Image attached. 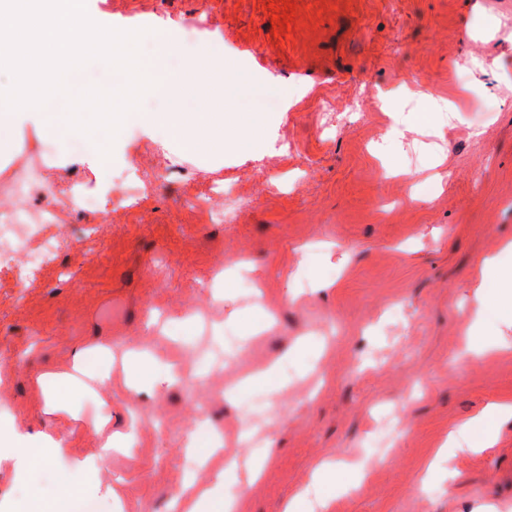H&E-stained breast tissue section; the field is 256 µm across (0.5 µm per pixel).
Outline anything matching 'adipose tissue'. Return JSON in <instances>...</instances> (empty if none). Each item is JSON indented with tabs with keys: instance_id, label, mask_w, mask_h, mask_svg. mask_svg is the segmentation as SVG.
Listing matches in <instances>:
<instances>
[{
	"instance_id": "1",
	"label": "adipose tissue",
	"mask_w": 512,
	"mask_h": 512,
	"mask_svg": "<svg viewBox=\"0 0 512 512\" xmlns=\"http://www.w3.org/2000/svg\"><path fill=\"white\" fill-rule=\"evenodd\" d=\"M481 280H494L499 289L492 304H480V320L471 328L470 355L478 356L493 350L499 339L485 333L486 316L512 317V266H503L497 258L484 260L480 267ZM109 352L101 346L89 345L75 350L73 371L58 374L45 371L39 381L43 387L45 401L49 408H61L76 387V374L91 369L90 361L95 357H108ZM124 381L130 389H157L161 385L175 384L176 378L166 363L142 353L128 354L123 360ZM512 418V404L490 403L482 412L454 426L448 433L434 458L430 461L426 479H433L441 471L444 460L461 452H476L491 447L496 437V426L500 419ZM481 429L480 441H473L474 429ZM92 433L96 439L95 453L84 454L78 449L67 447L64 438L42 430H33L16 421L0 424V462L11 463L24 475H31L41 467L53 464L58 458H65L67 468L61 480L70 495L83 493L101 495L104 501H116L112 488L103 487L101 474L112 457V450L118 447L119 440L113 436L107 422L97 423ZM224 477L214 479L199 486L186 498L173 501L176 512H234L236 499L232 497L224 482L225 476H237L238 465L235 456H228L224 464ZM358 472L345 468L330 460L317 463L312 471L309 485L290 496L283 505L282 512H307L311 502L327 505L332 494L349 490L357 481Z\"/></svg>"
}]
</instances>
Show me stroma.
Listing matches in <instances>:
<instances>
[{
	"mask_svg": "<svg viewBox=\"0 0 512 512\" xmlns=\"http://www.w3.org/2000/svg\"><path fill=\"white\" fill-rule=\"evenodd\" d=\"M87 0L90 15L147 23L205 10L208 41L238 62L230 111L268 116L252 153H187L130 127L113 146L112 175L139 170L156 190L113 193L98 213L70 207L73 243L29 284L0 272V410L70 445L96 448L91 424L135 438L113 453L122 512H168L190 473L185 432L200 410L235 438L252 422L278 451L236 512H281L322 459L361 463L364 478L327 512H512V419L493 447L451 457L449 479L424 483L436 448L488 403L512 402V325L501 351L463 358L478 303V266L512 241V0ZM476 78L464 81L463 65ZM456 102L426 134L384 146L394 112ZM0 172L24 147L49 140L55 167L99 184L85 144L49 135L37 117L15 125ZM221 179L224 200L252 198L235 223L182 208L184 194ZM246 260L274 310L250 331L254 296L242 277L213 300L218 266ZM328 282L315 290V280ZM297 300H285L288 290ZM146 346L192 368L227 369L194 390L74 392L49 413L35 384L44 367L67 370L73 349ZM285 357L267 383L234 390L243 373ZM59 465L21 481L0 464V512H25L61 490Z\"/></svg>",
	"mask_w": 512,
	"mask_h": 512,
	"instance_id": "35a3bbf8",
	"label": "stroma"
}]
</instances>
